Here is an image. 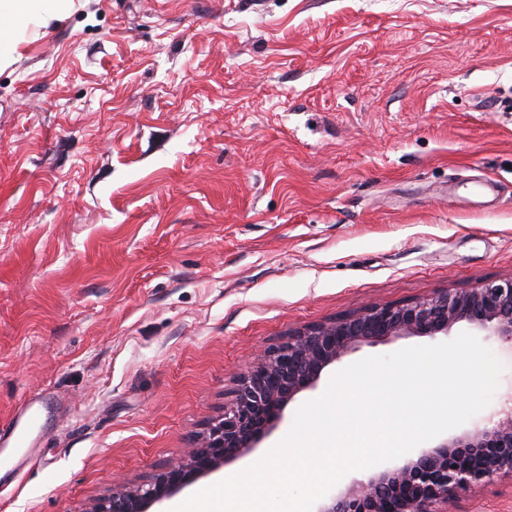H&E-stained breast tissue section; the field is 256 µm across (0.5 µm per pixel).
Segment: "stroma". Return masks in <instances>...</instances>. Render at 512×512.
Instances as JSON below:
<instances>
[{
  "instance_id": "1",
  "label": "stroma",
  "mask_w": 512,
  "mask_h": 512,
  "mask_svg": "<svg viewBox=\"0 0 512 512\" xmlns=\"http://www.w3.org/2000/svg\"><path fill=\"white\" fill-rule=\"evenodd\" d=\"M18 53L0 512L150 480L293 329L512 276V0H75ZM30 409L31 405L28 404L17 415L7 435L2 437L0 434V446L4 448H26L29 445L32 430L31 422L35 421Z\"/></svg>"
}]
</instances>
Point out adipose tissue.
<instances>
[{
    "label": "adipose tissue",
    "mask_w": 512,
    "mask_h": 512,
    "mask_svg": "<svg viewBox=\"0 0 512 512\" xmlns=\"http://www.w3.org/2000/svg\"><path fill=\"white\" fill-rule=\"evenodd\" d=\"M73 7V0H0V66L15 62L29 26L64 19Z\"/></svg>",
    "instance_id": "ef3b65f1"
}]
</instances>
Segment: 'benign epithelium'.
I'll return each mask as SVG.
<instances>
[{
    "instance_id": "7a95c632",
    "label": "benign epithelium",
    "mask_w": 512,
    "mask_h": 512,
    "mask_svg": "<svg viewBox=\"0 0 512 512\" xmlns=\"http://www.w3.org/2000/svg\"><path fill=\"white\" fill-rule=\"evenodd\" d=\"M459 326L512 347V276L401 304H373L293 330L238 381L224 415L194 442L185 459L145 484L114 488L92 512H153L187 486L253 453L277 429L288 404L315 388L322 373L346 355L402 337L446 336ZM505 477L512 478V406L482 428L353 482L316 512H439L437 507L452 504L460 493Z\"/></svg>"
}]
</instances>
